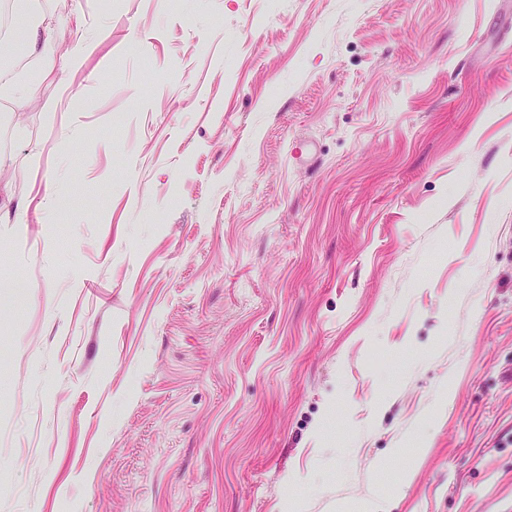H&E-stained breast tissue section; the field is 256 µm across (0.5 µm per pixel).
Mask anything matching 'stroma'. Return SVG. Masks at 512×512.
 <instances>
[{"mask_svg":"<svg viewBox=\"0 0 512 512\" xmlns=\"http://www.w3.org/2000/svg\"><path fill=\"white\" fill-rule=\"evenodd\" d=\"M37 2L0 512H512V0ZM13 12V26L23 31L24 53L40 63L42 80H54L63 65L59 68L55 57L50 20L47 21L46 15L33 20L26 11L13 9Z\"/></svg>","mask_w":512,"mask_h":512,"instance_id":"stroma-1","label":"stroma"}]
</instances>
